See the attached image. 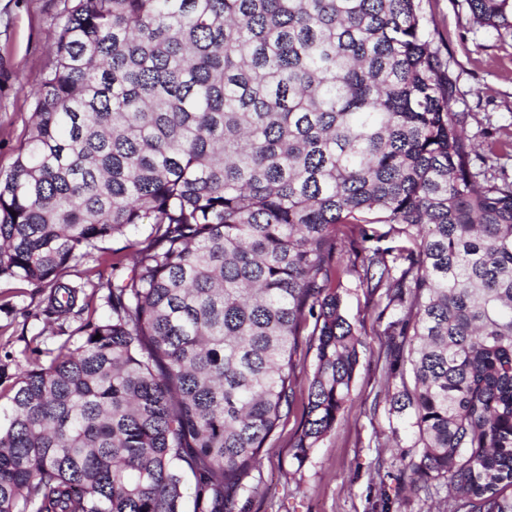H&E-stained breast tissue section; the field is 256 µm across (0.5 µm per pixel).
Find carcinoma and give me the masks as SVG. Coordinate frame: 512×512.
<instances>
[{"instance_id": "cac0c4a2", "label": "carcinoma", "mask_w": 512, "mask_h": 512, "mask_svg": "<svg viewBox=\"0 0 512 512\" xmlns=\"http://www.w3.org/2000/svg\"><path fill=\"white\" fill-rule=\"evenodd\" d=\"M512 38V0H467ZM418 0H67L13 169L0 281L150 224L112 316L19 377L0 512H236L293 405L302 468L350 397L344 277L398 306L384 374L447 512H512V181L478 182Z\"/></svg>"}]
</instances>
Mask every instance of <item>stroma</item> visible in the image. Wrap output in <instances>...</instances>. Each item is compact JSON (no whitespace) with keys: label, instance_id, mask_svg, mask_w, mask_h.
Masks as SVG:
<instances>
[{"label":"stroma","instance_id":"35a3bbf8","mask_svg":"<svg viewBox=\"0 0 512 512\" xmlns=\"http://www.w3.org/2000/svg\"><path fill=\"white\" fill-rule=\"evenodd\" d=\"M64 5L65 0H0L1 175L12 169L31 123ZM421 8L426 23L442 34L434 47L456 81L453 109L466 113V136L486 151L491 140L512 133V41L473 24L466 0H421ZM150 232L147 224L130 228L62 271V281L79 286L78 300L86 305L83 314L66 320L45 314L47 285L0 284V365L9 379L32 362L49 364L61 346L80 345L87 317L109 316L103 302L107 284L129 272L133 246L147 245ZM86 276L91 286L80 287ZM344 302L348 319L363 333L350 400L311 459L295 468L290 446L307 397L306 368L314 359L304 355L295 401L261 451L251 489L238 499L240 512H443L442 504L402 489V456L411 451L413 438L407 413L390 405L394 387L383 377L384 330L399 312L378 317L361 288H348ZM9 379L0 383V418L10 409Z\"/></svg>","mask_w":512,"mask_h":512}]
</instances>
